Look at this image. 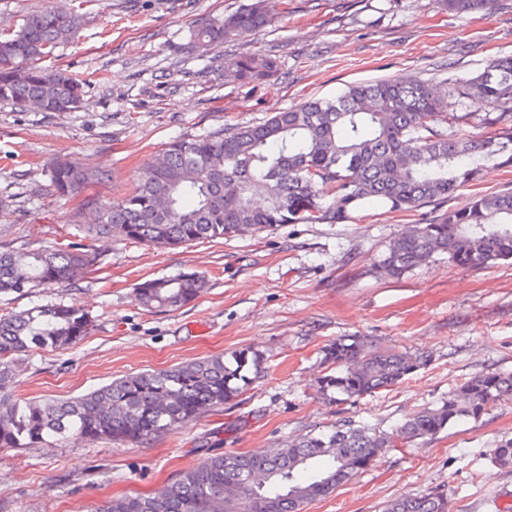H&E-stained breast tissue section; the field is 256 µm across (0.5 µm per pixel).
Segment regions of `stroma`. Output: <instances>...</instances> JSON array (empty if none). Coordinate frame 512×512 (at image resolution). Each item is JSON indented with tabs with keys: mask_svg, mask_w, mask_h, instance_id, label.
<instances>
[{
	"mask_svg": "<svg viewBox=\"0 0 512 512\" xmlns=\"http://www.w3.org/2000/svg\"><path fill=\"white\" fill-rule=\"evenodd\" d=\"M83 16L76 43L43 59L96 74L74 112L17 111L0 103V247L42 249L70 239L102 261L77 284L0 296V313L62 302L89 312L93 329L64 351L14 362L13 390L66 399L130 373L246 349L263 358L242 400L208 411L148 444L69 440L0 451V512H85L127 493H152L201 462L207 448L263 454L342 419L384 431L435 406L467 379L512 374V262L474 268L447 256L401 278L378 267L407 226L462 207L471 193L512 189V168L488 162L473 188L412 212L380 205L334 224H281L257 235L160 249L87 232L70 221L50 166L68 157L109 171L91 192L108 200L140 179L166 143L258 123L347 85L411 74L450 108L468 111L465 84L490 59L512 55V0L488 13L439 12L434 0H270L272 21L197 56L192 28L253 0H61ZM275 57L280 75L241 84L211 67L238 53ZM208 286L175 311H149L138 284L182 272ZM369 337L382 350H419L430 364L375 395L332 403L319 394L323 346ZM512 437V396L481 419L458 423L371 466L307 512H383L391 500L444 493L452 512H504L512 471L492 453Z\"/></svg>",
	"mask_w": 512,
	"mask_h": 512,
	"instance_id": "1",
	"label": "stroma"
}]
</instances>
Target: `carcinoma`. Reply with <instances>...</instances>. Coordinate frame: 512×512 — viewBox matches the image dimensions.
<instances>
[{
    "label": "carcinoma",
    "mask_w": 512,
    "mask_h": 512,
    "mask_svg": "<svg viewBox=\"0 0 512 512\" xmlns=\"http://www.w3.org/2000/svg\"><path fill=\"white\" fill-rule=\"evenodd\" d=\"M454 14L495 8L498 0H435ZM270 20L266 0L242 12L197 26L195 47L245 38ZM82 26L76 10L47 7L26 14L19 28L0 31V101L25 111L73 112L84 101L87 79L69 70L46 69L45 57L75 40ZM224 74L255 83L279 71L270 55L239 53L224 58ZM465 95L502 112L482 117L497 135L479 141L450 138L441 128L477 119L457 113L412 75L354 83L333 100H308L266 120L174 140L162 163H149L129 194L103 201L85 198L73 223L97 235H119L157 247L259 234L277 224L334 223L349 208L382 205L409 212L446 199L477 180L480 161L498 157L512 168V56L492 59ZM53 186L76 196L107 173L58 158ZM336 204H325L327 197ZM436 255L471 268L512 259V191L476 196L464 207L416 224L388 244L379 261L394 278ZM98 256L78 243L35 252L0 249V294L70 285L93 272ZM208 287L193 271L147 280L136 288L148 310H175ZM93 328L77 305L55 303L0 315V449L38 448L70 439L140 444L224 407L245 394L250 371L261 358L246 349L214 354L166 370L124 376L80 397L21 399L8 392L14 358L35 349H66ZM430 363L421 351L379 350L364 336L340 338L323 350L317 388L341 403L402 383ZM512 394V374L487 373L466 380L433 408L412 414L392 432L348 419L326 432L273 448L263 455L213 454L182 471L159 493L113 498L90 512H304L307 505L348 483L384 448L408 447L464 421H477L500 397ZM493 463L512 467V438L493 450ZM249 485L250 498L232 508L227 484ZM383 512H448L447 497L429 492L389 502Z\"/></svg>",
    "instance_id": "obj_1"
}]
</instances>
